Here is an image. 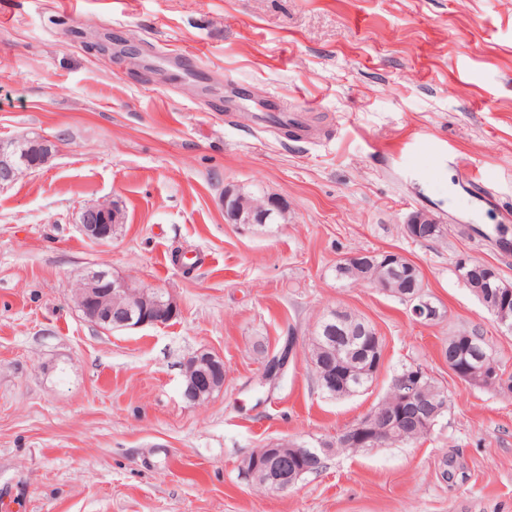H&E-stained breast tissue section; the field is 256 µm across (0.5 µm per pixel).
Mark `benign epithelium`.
Wrapping results in <instances>:
<instances>
[{"mask_svg": "<svg viewBox=\"0 0 512 512\" xmlns=\"http://www.w3.org/2000/svg\"><path fill=\"white\" fill-rule=\"evenodd\" d=\"M26 141L0 139V187L14 183L23 173L42 166L51 156L53 144L49 141L34 140L28 151L31 162L22 165L18 161L19 148ZM266 204L259 209L247 212L239 208L238 194L232 189L224 191V214L231 224H263L272 211L281 206L282 201L275 196L265 197ZM121 223V212L111 202H99L85 207L80 215V228L90 241L106 245L112 242V225ZM423 220L416 214L411 215L404 228L406 234H415L426 238L436 232L437 221H431V227H421ZM78 308L99 327L106 331L112 326L122 329H137L147 325L162 326L179 314L177 303L169 292L161 288H138L132 278L115 277L106 270H90L84 273L76 289ZM512 304V290L505 289L504 296L498 297L497 304L485 303L494 319L505 325L508 323L507 311ZM408 309L415 321L432 323L439 319L440 312L433 302L424 297L413 296ZM186 384L183 385V397L192 403L202 399V393L209 388V374L224 373V359L202 349L193 354L183 369ZM423 371L405 373L395 377L398 390V403L410 409L426 405L424 389L420 383ZM394 426V418L388 414L379 421L367 424L358 422L342 432V442L356 448L363 445L377 446L387 439ZM288 447V441L271 443L259 448L240 462V471L248 478L258 469L269 472L268 490L284 491L294 485L293 474L289 472L288 457L279 453V448Z\"/></svg>", "mask_w": 512, "mask_h": 512, "instance_id": "7a95c632", "label": "benign epithelium"}]
</instances>
